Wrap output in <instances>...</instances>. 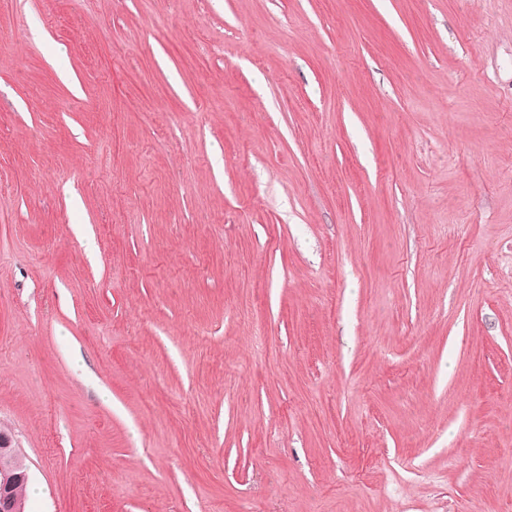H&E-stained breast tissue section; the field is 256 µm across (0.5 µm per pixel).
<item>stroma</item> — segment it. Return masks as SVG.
Instances as JSON below:
<instances>
[{"label":"stroma","mask_w":512,"mask_h":512,"mask_svg":"<svg viewBox=\"0 0 512 512\" xmlns=\"http://www.w3.org/2000/svg\"><path fill=\"white\" fill-rule=\"evenodd\" d=\"M0 30L26 512H512V0Z\"/></svg>","instance_id":"35a3bbf8"}]
</instances>
